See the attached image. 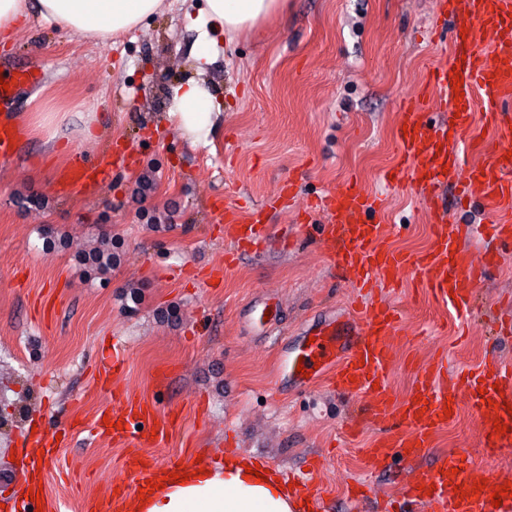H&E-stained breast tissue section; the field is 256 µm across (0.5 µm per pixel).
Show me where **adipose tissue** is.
Listing matches in <instances>:
<instances>
[{
	"mask_svg": "<svg viewBox=\"0 0 512 512\" xmlns=\"http://www.w3.org/2000/svg\"><path fill=\"white\" fill-rule=\"evenodd\" d=\"M162 0H0V38L10 39L38 16L90 40L105 41L154 15ZM282 6V0H206L193 23L211 24L233 36L256 28ZM224 114L205 84L192 80L174 88L168 113L172 127L192 141L201 140ZM249 457L227 454L223 465L208 466L187 481L167 480L150 499L135 498L130 512H302L301 505L276 480L245 474Z\"/></svg>",
	"mask_w": 512,
	"mask_h": 512,
	"instance_id": "ef3b65f1",
	"label": "adipose tissue"
}]
</instances>
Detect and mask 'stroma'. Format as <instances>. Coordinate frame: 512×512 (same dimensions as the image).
<instances>
[{
    "instance_id": "stroma-1",
    "label": "stroma",
    "mask_w": 512,
    "mask_h": 512,
    "mask_svg": "<svg viewBox=\"0 0 512 512\" xmlns=\"http://www.w3.org/2000/svg\"><path fill=\"white\" fill-rule=\"evenodd\" d=\"M205 0H163L138 28L106 44L82 40L38 18L0 60L36 65L43 82L21 91L16 117L25 135L0 159V512L30 506L22 464L30 432L66 431L58 464L40 474L43 512H85L126 485L128 448L84 434L123 396L155 405L172 427L142 449L158 466L195 464L226 453L272 470L303 473L315 464L335 512L348 488L372 484L394 498L411 479L371 472L362 457L372 429L342 433L349 410L326 379L284 389L278 342L296 343L312 326L346 315L355 290L317 244L318 215L304 223L305 200L354 179L377 203L374 219L390 246L430 245V215L409 176L390 182L403 100L426 86L428 70L451 63L452 22L436 0H286L267 23L234 38L214 32L211 61L200 64L201 33L189 15ZM203 81L221 102L224 124L194 143L167 114L174 88ZM63 120L54 142L32 125L41 112ZM97 134L88 139L84 127ZM122 151L101 183L62 187L78 155ZM292 183L294 195L282 194ZM274 201L271 241L238 256L224 235L220 207L247 215ZM112 242L117 261L103 272L79 252ZM223 277L212 278L215 267ZM478 311L459 326L412 276L376 296L406 311L409 341L397 344L392 389L408 395L415 371L439 356L449 371L484 360L512 364V251L478 284ZM278 304L281 319L259 332L246 311ZM121 349L125 361L101 383L98 368ZM480 420L468 406L436 437L441 451L479 448Z\"/></svg>"
}]
</instances>
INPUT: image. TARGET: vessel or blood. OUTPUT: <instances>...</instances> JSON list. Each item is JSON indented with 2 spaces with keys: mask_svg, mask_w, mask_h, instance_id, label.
Instances as JSON below:
<instances>
[{
  "mask_svg": "<svg viewBox=\"0 0 512 512\" xmlns=\"http://www.w3.org/2000/svg\"><path fill=\"white\" fill-rule=\"evenodd\" d=\"M442 16L452 18L451 65L434 66L428 73L427 90L401 105L406 135L397 136L396 173L410 174L428 199L437 190L454 187L460 198L478 199L489 218L481 232L502 246L512 247V0H438ZM12 83L0 89V158L12 157L23 135L13 110L22 89L41 81L33 65L6 64ZM462 75L461 89H454L455 75ZM455 117L454 125H435L434 111ZM491 129L499 146L485 148L476 124ZM106 163L80 161L66 182L87 184L106 177ZM308 211L326 212L329 219L319 227V241L331 263L348 271L362 285L409 274L419 279L433 299L468 315L473 307L478 275L495 264L496 252L477 254L461 243L458 225L439 219L432 228V246L416 255L384 243L381 224L366 221L374 209L369 194L350 181L307 205ZM263 209L255 208L248 221L238 212H224L240 246L260 245L268 238ZM405 327L401 313L387 305L364 308L355 315L334 320L320 328L313 343L281 347V374L296 386L309 387L312 379L331 374L336 389L349 398L365 396L360 414L373 423L382 437L367 448L372 467L382 473L396 464L431 460V467L404 487L402 512H512V498L492 506L497 481L490 471L478 468L462 451L434 454L433 442L447 426V410L468 405L481 418L485 431L482 456L492 461L501 449L512 446V367L494 362L467 373L465 379L449 380L444 362L417 371L414 385L404 400H397L390 382L393 348ZM506 433H496L495 424ZM99 433L130 441L142 448L147 434L164 440L170 430L156 421L151 407L127 399L122 412L96 420ZM126 470L133 487L158 481L159 471L142 459L130 458ZM484 482L474 492L476 482Z\"/></svg>",
  "mask_w": 512,
  "mask_h": 512,
  "instance_id": "b4317fda",
  "label": "vessel or blood"
}]
</instances>
